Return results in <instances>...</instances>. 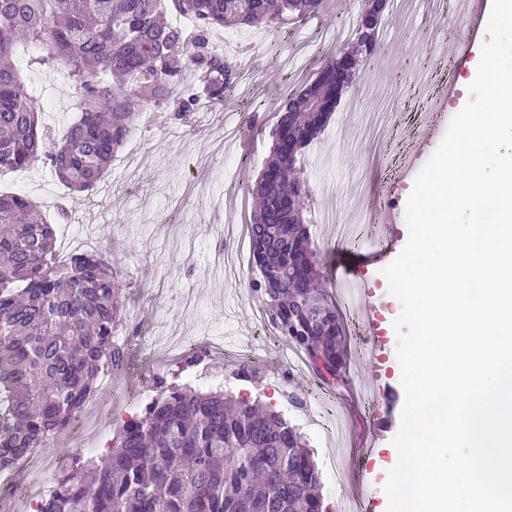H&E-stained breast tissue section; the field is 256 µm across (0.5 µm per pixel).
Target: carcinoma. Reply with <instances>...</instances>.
Wrapping results in <instances>:
<instances>
[{"instance_id": "obj_1", "label": "carcinoma", "mask_w": 512, "mask_h": 512, "mask_svg": "<svg viewBox=\"0 0 512 512\" xmlns=\"http://www.w3.org/2000/svg\"><path fill=\"white\" fill-rule=\"evenodd\" d=\"M324 0H0V171L40 160L74 191L94 188L145 105L180 119L200 96L221 100L235 64L213 49L216 28H269L301 21ZM190 15L188 39L171 12ZM36 68L63 65L77 91L75 121L55 137L41 125L17 65L19 47ZM345 52L280 105L271 147L251 194L249 227L267 321L305 356L313 376L336 386L349 353L306 213V149L336 111V88L354 76ZM298 266L288 268V255ZM122 303L118 275L100 251L57 261L53 225L21 195L0 194V472L68 430L105 368L121 370L115 341ZM156 395L112 437L109 453L72 459L37 512H327L306 437L271 405L224 389L154 384Z\"/></svg>"}]
</instances>
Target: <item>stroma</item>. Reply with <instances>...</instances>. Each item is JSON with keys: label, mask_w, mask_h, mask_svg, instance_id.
Returning a JSON list of instances; mask_svg holds the SVG:
<instances>
[{"label": "stroma", "mask_w": 512, "mask_h": 512, "mask_svg": "<svg viewBox=\"0 0 512 512\" xmlns=\"http://www.w3.org/2000/svg\"><path fill=\"white\" fill-rule=\"evenodd\" d=\"M491 7L492 0H473L470 12L450 11L427 24L409 16L398 23L383 14L374 54L341 99L346 113L331 116L309 148L314 165L306 171L312 188L307 218L326 286L335 290L346 266L368 283L387 338L386 359L377 360L363 350L357 316L343 311L350 347L347 380L323 388L309 369L292 370L290 391L312 394L310 407L298 411L291 410L274 386L268 362H261L260 376L245 381L234 377L235 365L223 353L205 361L209 372L221 377L225 390L272 404L302 429L315 453L332 512H345L358 498L360 486L367 484L376 494L363 512H387L384 486L392 464L390 447L405 402L394 327L402 304L389 290L382 263L370 260V245H344L336 239L335 224H319L315 218L329 211L335 213L336 224H343L355 209L378 205L398 214L399 237L386 246L402 251L408 240L403 214L414 180L397 173L394 161L414 153L408 128L418 116L431 108L446 116L434 143L423 151L428 158L436 141L442 140L448 119L468 102V64L480 57L488 39ZM362 8V0H326L309 23L332 33L342 26L352 28ZM296 30L292 23L282 25L277 36L261 25L247 29L248 48L258 63L253 96L246 100L228 95L208 116L194 111L176 120L171 112H159L148 130L142 119H135L130 135L136 162L126 170L111 165L94 190H69L40 162L16 173L15 183L0 184V191L32 201L46 188H56L61 207L44 211V219L55 229L72 231L79 249L110 252L121 273L123 313L116 335L127 344L136 375L116 374L111 387L100 388L96 395L97 409L110 417L112 428L141 410L156 378L211 389V382L194 380V368L184 367L177 344L209 345L220 339L225 350L258 344L255 317L262 303L249 287L253 269L244 267L237 279H228L214 263V250L227 219H250L249 186L269 153L270 140L264 134H247L235 153L225 157L217 146L225 130L251 113H258L266 125L275 124L283 99L310 84L321 61L347 46L343 39L323 41L315 36L301 47L294 41ZM464 41L471 50L461 59L457 47ZM26 79L36 89L33 104L45 125L63 133L76 117L73 86L57 69L32 70ZM381 388L387 391V402L375 415L371 398ZM336 416L350 422L345 435L317 428V421ZM81 450L67 433L42 449V470L28 479L31 493L43 497Z\"/></svg>", "instance_id": "obj_1"}]
</instances>
